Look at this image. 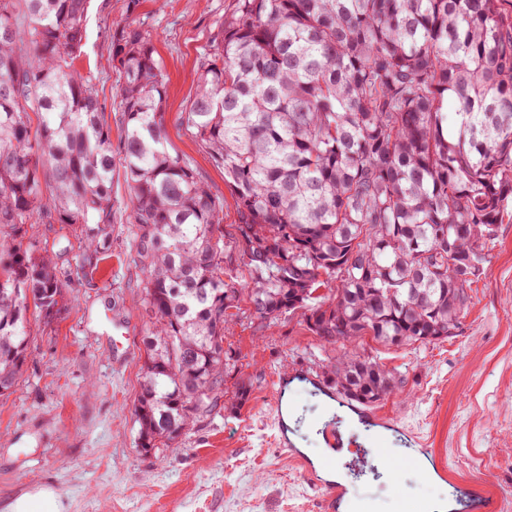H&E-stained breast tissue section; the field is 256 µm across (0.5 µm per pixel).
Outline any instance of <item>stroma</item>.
Instances as JSON below:
<instances>
[{
  "label": "stroma",
  "mask_w": 512,
  "mask_h": 512,
  "mask_svg": "<svg viewBox=\"0 0 512 512\" xmlns=\"http://www.w3.org/2000/svg\"><path fill=\"white\" fill-rule=\"evenodd\" d=\"M92 0L76 69L92 79L114 121L120 104L106 33L115 19L134 13L152 25L154 47L169 76L166 126L171 154L193 166L209 190L224 199L225 235L238 222L234 199L217 167L181 124L196 92L200 49L232 0ZM112 248L95 270L74 273L81 243L70 226L37 224L65 279L67 309L44 324L27 312L30 335L22 376L0 397V512L31 490L33 481L53 486L65 512H325L317 487L320 471L293 463L289 449L316 460L322 431L332 421L354 448L373 442L362 416L332 413V400L298 387L288 409H274L279 377L304 370L325 379L340 347L322 344L301 312L286 313L255 329L241 308L224 333L232 357L224 372V396L238 384L249 390L232 413L223 407L197 413L191 430L156 454L137 443L133 406L140 391L147 318L141 306L143 276L131 260L128 191L122 172L112 183ZM487 261L470 290L468 312L457 336L430 345L384 347L364 339L356 353L397 372L396 395L370 405L391 416L436 453L456 477L486 483L497 492L501 512H512V214L487 244ZM123 322L125 354H112L113 320ZM286 422L290 448L277 447ZM348 505L397 512L400 500L424 504L445 496L447 485L433 468L400 469L394 480L344 475Z\"/></svg>",
  "instance_id": "35a3bbf8"
}]
</instances>
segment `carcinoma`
Masks as SVG:
<instances>
[{
	"label": "carcinoma",
	"instance_id": "cac0c4a2",
	"mask_svg": "<svg viewBox=\"0 0 512 512\" xmlns=\"http://www.w3.org/2000/svg\"><path fill=\"white\" fill-rule=\"evenodd\" d=\"M90 2L0 0V226L13 231L0 243V396L26 359L29 306L47 324L65 308L61 271L25 226L77 227L75 268L95 269L118 163L149 320L134 407L147 454L216 408L243 296L262 325L304 311L327 344L428 345L460 331L459 290L481 276L469 257L512 201L506 0H232L182 125L234 197L241 288L224 282V198L168 150V78L137 18L110 33L113 154L98 91L74 68ZM329 374L364 405L401 383L347 352Z\"/></svg>",
	"mask_w": 512,
	"mask_h": 512
}]
</instances>
